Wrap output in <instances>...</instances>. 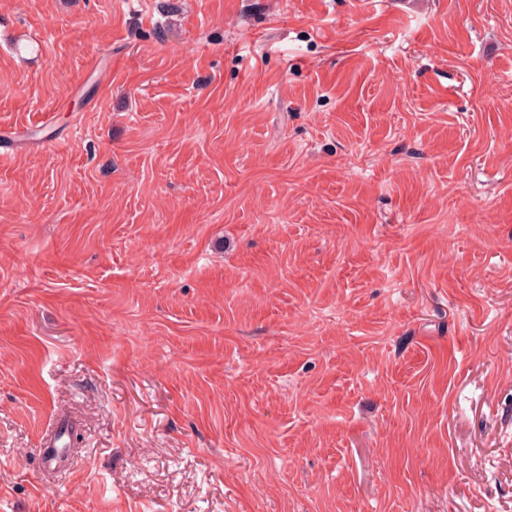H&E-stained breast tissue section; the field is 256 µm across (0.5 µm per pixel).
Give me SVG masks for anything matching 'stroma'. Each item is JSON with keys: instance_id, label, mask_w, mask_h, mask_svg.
<instances>
[{"instance_id": "35a3bbf8", "label": "stroma", "mask_w": 512, "mask_h": 512, "mask_svg": "<svg viewBox=\"0 0 512 512\" xmlns=\"http://www.w3.org/2000/svg\"><path fill=\"white\" fill-rule=\"evenodd\" d=\"M0 512H512V0H0Z\"/></svg>"}]
</instances>
